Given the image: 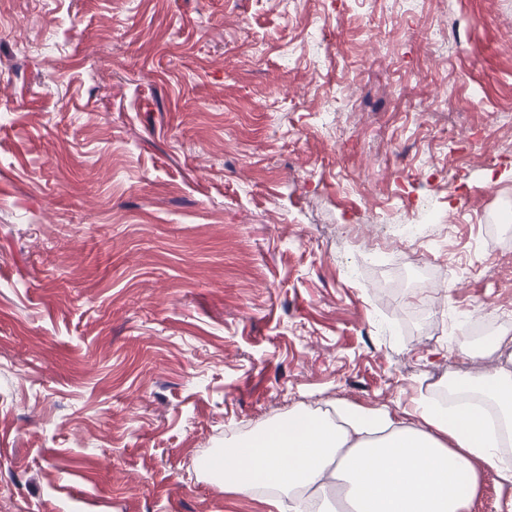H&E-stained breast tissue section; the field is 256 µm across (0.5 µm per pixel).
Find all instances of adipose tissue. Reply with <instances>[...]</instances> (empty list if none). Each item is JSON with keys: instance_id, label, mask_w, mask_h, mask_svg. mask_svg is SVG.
Wrapping results in <instances>:
<instances>
[{"instance_id": "obj_1", "label": "adipose tissue", "mask_w": 512, "mask_h": 512, "mask_svg": "<svg viewBox=\"0 0 512 512\" xmlns=\"http://www.w3.org/2000/svg\"><path fill=\"white\" fill-rule=\"evenodd\" d=\"M490 353L504 368L489 379L460 380L479 395L466 407L422 398L414 411L366 409L340 401L325 410L304 407L230 444L214 467L225 488L275 490L279 512H469L478 490L475 461L495 467L512 486V338L500 336Z\"/></svg>"}]
</instances>
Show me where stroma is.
<instances>
[{
	"instance_id": "1",
	"label": "stroma",
	"mask_w": 512,
	"mask_h": 512,
	"mask_svg": "<svg viewBox=\"0 0 512 512\" xmlns=\"http://www.w3.org/2000/svg\"><path fill=\"white\" fill-rule=\"evenodd\" d=\"M1 19L26 37L0 36V512H276L201 481L198 450L479 372L470 315L512 319V0ZM429 208L461 221L416 260L396 231ZM441 274L442 316L379 289ZM475 469L471 512H501L512 487Z\"/></svg>"
}]
</instances>
